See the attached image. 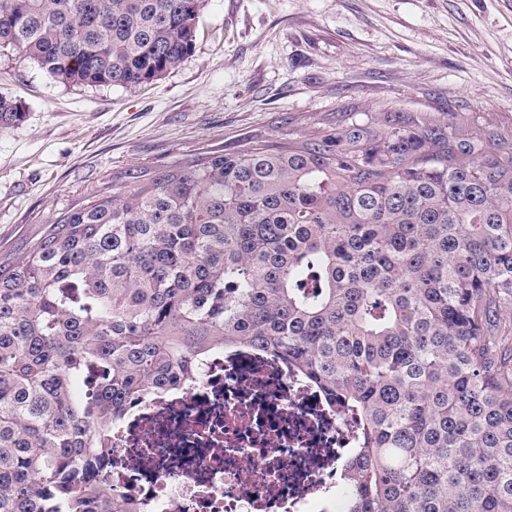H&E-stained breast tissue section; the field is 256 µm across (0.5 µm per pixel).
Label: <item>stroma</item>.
<instances>
[{
    "mask_svg": "<svg viewBox=\"0 0 512 512\" xmlns=\"http://www.w3.org/2000/svg\"><path fill=\"white\" fill-rule=\"evenodd\" d=\"M0 256L107 173L301 133L384 105L512 126V0H204L187 60L137 89L69 87L0 52Z\"/></svg>",
    "mask_w": 512,
    "mask_h": 512,
    "instance_id": "1",
    "label": "stroma"
}]
</instances>
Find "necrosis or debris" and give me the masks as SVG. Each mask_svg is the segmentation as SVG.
<instances>
[{"label":"necrosis or debris","mask_w":512,"mask_h":512,"mask_svg":"<svg viewBox=\"0 0 512 512\" xmlns=\"http://www.w3.org/2000/svg\"><path fill=\"white\" fill-rule=\"evenodd\" d=\"M355 436L286 357L226 346L197 360L190 384L132 404L93 473L137 512H307L335 502Z\"/></svg>","instance_id":"obj_1"}]
</instances>
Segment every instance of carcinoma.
<instances>
[{
  "instance_id": "cac0c4a2",
  "label": "carcinoma",
  "mask_w": 512,
  "mask_h": 512,
  "mask_svg": "<svg viewBox=\"0 0 512 512\" xmlns=\"http://www.w3.org/2000/svg\"><path fill=\"white\" fill-rule=\"evenodd\" d=\"M202 2L0 0V51L136 89ZM503 313L512 129L390 107L114 171L0 260V512H134L88 472L112 424L238 343L359 416L341 512H512Z\"/></svg>"
}]
</instances>
